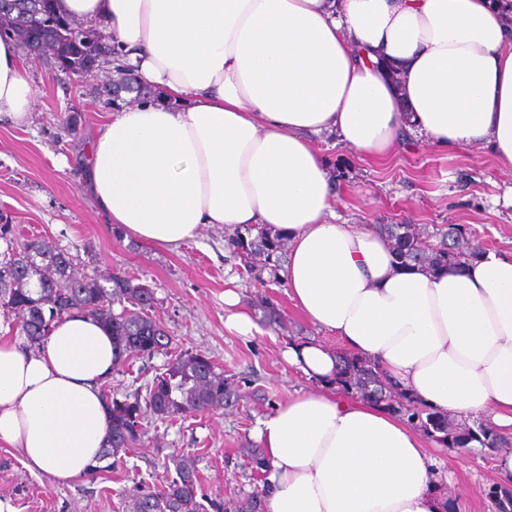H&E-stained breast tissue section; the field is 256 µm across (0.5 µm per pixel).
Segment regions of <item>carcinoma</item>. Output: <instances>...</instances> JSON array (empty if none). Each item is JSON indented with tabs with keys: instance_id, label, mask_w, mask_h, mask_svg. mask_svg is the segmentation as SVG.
<instances>
[{
	"instance_id": "obj_1",
	"label": "carcinoma",
	"mask_w": 512,
	"mask_h": 512,
	"mask_svg": "<svg viewBox=\"0 0 512 512\" xmlns=\"http://www.w3.org/2000/svg\"><path fill=\"white\" fill-rule=\"evenodd\" d=\"M15 40L31 58L25 36L37 24L43 40L63 48L68 67L85 69L89 62L83 54L84 42L72 36L93 37L98 48V62L112 57V49L102 42L98 32L69 19H61L52 0H12ZM392 249L397 266L413 263L434 271L456 268L476 257L482 247L461 224L431 230L416 224H379L376 226ZM227 244L236 257L252 269L256 255L270 262L281 249V239L258 227L235 230ZM0 306L18 315L20 330L31 348L40 345L52 323L72 309H79L99 320L112 331L114 347L119 351L117 365L152 355L168 347L169 332L147 314L154 302V290L141 279L116 274L106 280L96 275H78L73 259L60 251L55 262L42 258L46 244L37 237L19 240L11 224H0ZM120 310H114V305ZM339 390L353 398L370 402L397 414L411 428L443 448H467L475 441L483 448H501L505 441L480 420L459 425L450 417L429 408L412 392L385 375L378 364L347 352L341 353L339 368L332 379ZM111 427L103 457L127 453L138 445L143 435V421L150 416L162 420L191 413L221 409L238 401V393L224 373L217 371L211 358L185 351L166 365L165 371L138 392L117 398L103 394ZM251 473L266 476L268 464L261 449L246 450ZM175 476L161 487L136 495L132 512H260L263 494L254 492L245 499L208 496L202 492L197 470L177 455L169 458Z\"/></svg>"
}]
</instances>
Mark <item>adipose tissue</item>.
Listing matches in <instances>:
<instances>
[{
	"instance_id": "1",
	"label": "adipose tissue",
	"mask_w": 512,
	"mask_h": 512,
	"mask_svg": "<svg viewBox=\"0 0 512 512\" xmlns=\"http://www.w3.org/2000/svg\"><path fill=\"white\" fill-rule=\"evenodd\" d=\"M109 35L149 96L90 134L82 188L124 237L168 250L200 225L288 240L296 309L432 409L509 445L512 257L396 267L379 234L336 221L334 172L312 136L370 157L408 140L491 150L512 169V0H56ZM35 89L0 38V116L27 123ZM284 357L311 381L260 419L263 512H441L443 475L416 432L337 391V353ZM111 332L72 310L39 348L0 339V444L64 482L101 457Z\"/></svg>"
}]
</instances>
